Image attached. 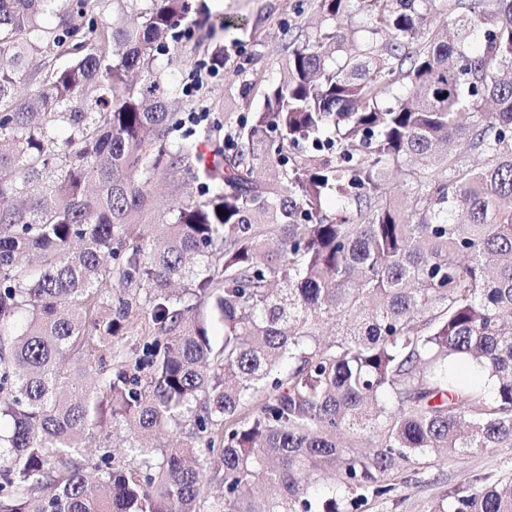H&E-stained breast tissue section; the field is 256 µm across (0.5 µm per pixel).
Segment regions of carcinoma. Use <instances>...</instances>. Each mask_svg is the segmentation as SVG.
Returning a JSON list of instances; mask_svg holds the SVG:
<instances>
[{"label":"carcinoma","instance_id":"obj_1","mask_svg":"<svg viewBox=\"0 0 512 512\" xmlns=\"http://www.w3.org/2000/svg\"><path fill=\"white\" fill-rule=\"evenodd\" d=\"M116 2L88 49L86 0H0V512H344L431 454L511 447L512 0H312L210 163L154 68L192 0ZM158 187L177 200L147 236ZM135 327L132 373L112 338ZM124 425L177 433L87 464L84 435ZM428 512H512V477Z\"/></svg>","mask_w":512,"mask_h":512}]
</instances>
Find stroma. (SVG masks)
Returning a JSON list of instances; mask_svg holds the SVG:
<instances>
[{
    "label": "stroma",
    "mask_w": 512,
    "mask_h": 512,
    "mask_svg": "<svg viewBox=\"0 0 512 512\" xmlns=\"http://www.w3.org/2000/svg\"><path fill=\"white\" fill-rule=\"evenodd\" d=\"M193 17L198 26L180 40L177 62L168 54L157 55L155 66L165 83L177 92L175 110L180 118L203 112L213 138L223 142L224 133L215 124L223 117L250 115L262 104L265 89L279 77L281 46L292 38H303L318 22L307 0H193ZM235 20L234 30L221 31L224 18ZM214 37H206L207 29ZM227 47L231 60L221 69L204 68L216 46ZM197 81L195 96L183 93L186 83ZM250 85L249 97H241L240 86ZM512 475V447L463 453L451 462L431 461L419 472L404 471L407 485L397 496L373 498L359 512H426L428 506L446 497L450 488L470 475Z\"/></svg>",
    "instance_id": "obj_1"
}]
</instances>
